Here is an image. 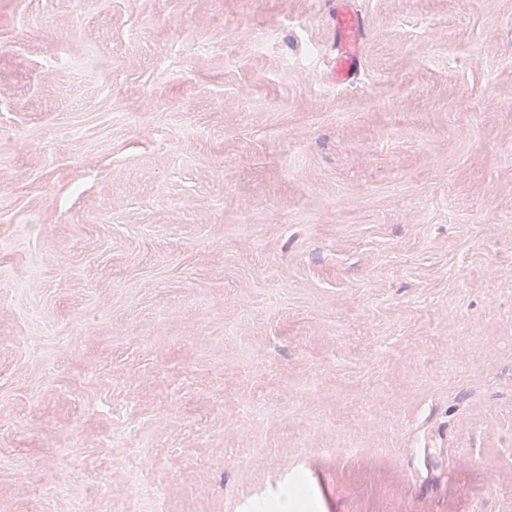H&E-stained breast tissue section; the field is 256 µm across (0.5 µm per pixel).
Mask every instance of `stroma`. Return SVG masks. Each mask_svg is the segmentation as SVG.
Returning <instances> with one entry per match:
<instances>
[{"label": "stroma", "instance_id": "obj_1", "mask_svg": "<svg viewBox=\"0 0 512 512\" xmlns=\"http://www.w3.org/2000/svg\"><path fill=\"white\" fill-rule=\"evenodd\" d=\"M299 464L314 512H512V0H0V512ZM360 23L357 15L343 12L336 15L339 49L331 69V80L336 84L349 82L358 70L357 33ZM320 454L324 458H337L346 456L350 458H362L375 464H381L386 457L385 451L381 448H321Z\"/></svg>", "mask_w": 512, "mask_h": 512}]
</instances>
